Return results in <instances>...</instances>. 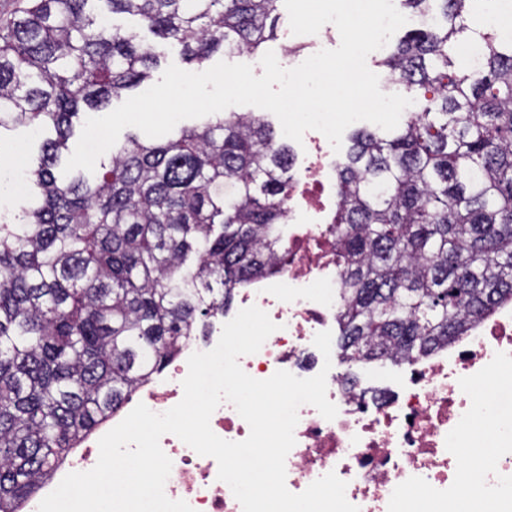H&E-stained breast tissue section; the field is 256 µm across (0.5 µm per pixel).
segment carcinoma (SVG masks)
Listing matches in <instances>:
<instances>
[{
    "instance_id": "obj_1",
    "label": "carcinoma",
    "mask_w": 512,
    "mask_h": 512,
    "mask_svg": "<svg viewBox=\"0 0 512 512\" xmlns=\"http://www.w3.org/2000/svg\"><path fill=\"white\" fill-rule=\"evenodd\" d=\"M280 0H30L0 23V130L50 126L31 203L0 216V512L161 372L233 291L281 266L291 149L260 112L215 115L89 176L63 177L80 111L151 77L154 47L102 24L138 20L201 65L275 38ZM470 0H403L422 23L380 60L416 102L391 137L361 129L335 162L336 320L348 364L398 365L512 300V43L480 35L459 64Z\"/></svg>"
}]
</instances>
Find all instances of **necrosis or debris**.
Listing matches in <instances>:
<instances>
[{"instance_id": "1", "label": "necrosis or debris", "mask_w": 512, "mask_h": 512, "mask_svg": "<svg viewBox=\"0 0 512 512\" xmlns=\"http://www.w3.org/2000/svg\"><path fill=\"white\" fill-rule=\"evenodd\" d=\"M339 37L330 23L315 35H289L283 68L300 65L302 57ZM303 146L310 160L288 194L293 229L279 279L240 291V307L257 306L278 326L257 353L239 359L243 371L259 380L279 370L299 378L317 375L321 352L313 339L336 323L342 288L332 217L336 186L326 176L335 152L314 130L304 134ZM225 322V316H216L205 335L192 337L167 372L151 378L84 439L20 512H37L67 474L92 469L101 435L137 403L156 413L178 404L189 356L213 349ZM511 378L512 302L482 317L459 342L411 362L408 381L380 399H372L361 385L328 375L327 396L338 414L329 421L311 405L299 408L296 444L286 458V486L298 494L332 471L346 481V498L360 512H461L466 500L477 505L492 501L497 512H512V417L500 411L494 395L476 392L481 385ZM480 435L504 453L480 464L476 479L468 482L463 451L474 447ZM160 445L172 461L168 498L186 501L194 512H242L230 487L219 480L214 458L198 455L172 434L163 435Z\"/></svg>"}]
</instances>
